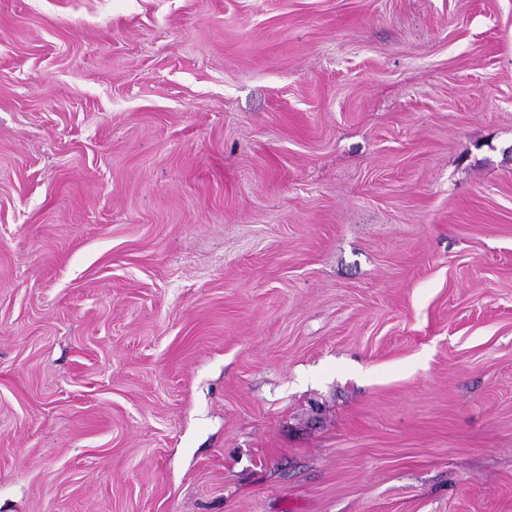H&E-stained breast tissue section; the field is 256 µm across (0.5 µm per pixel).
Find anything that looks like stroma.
Returning <instances> with one entry per match:
<instances>
[{
  "mask_svg": "<svg viewBox=\"0 0 512 512\" xmlns=\"http://www.w3.org/2000/svg\"><path fill=\"white\" fill-rule=\"evenodd\" d=\"M0 512H512V0H0Z\"/></svg>",
  "mask_w": 512,
  "mask_h": 512,
  "instance_id": "obj_1",
  "label": "stroma"
}]
</instances>
